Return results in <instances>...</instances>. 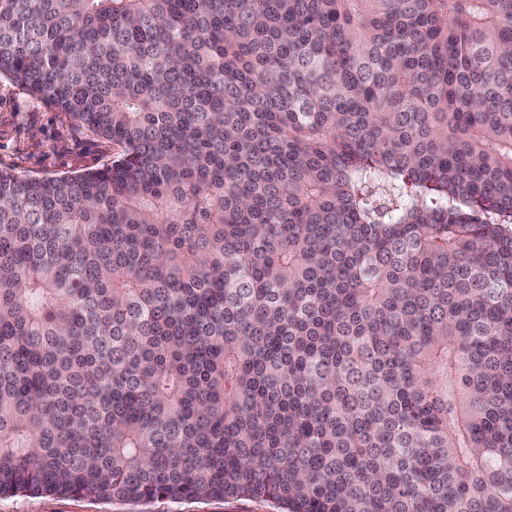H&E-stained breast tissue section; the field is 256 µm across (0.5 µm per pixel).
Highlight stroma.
<instances>
[{
    "instance_id": "1",
    "label": "stroma",
    "mask_w": 512,
    "mask_h": 512,
    "mask_svg": "<svg viewBox=\"0 0 512 512\" xmlns=\"http://www.w3.org/2000/svg\"><path fill=\"white\" fill-rule=\"evenodd\" d=\"M112 161V145L67 113L0 78V168L22 177H60ZM0 512H277L260 499L106 501L87 495L0 496Z\"/></svg>"
}]
</instances>
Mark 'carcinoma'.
<instances>
[{
  "instance_id": "obj_1",
  "label": "carcinoma",
  "mask_w": 512,
  "mask_h": 512,
  "mask_svg": "<svg viewBox=\"0 0 512 512\" xmlns=\"http://www.w3.org/2000/svg\"><path fill=\"white\" fill-rule=\"evenodd\" d=\"M112 143L0 169V495L512 512V0H0Z\"/></svg>"
}]
</instances>
